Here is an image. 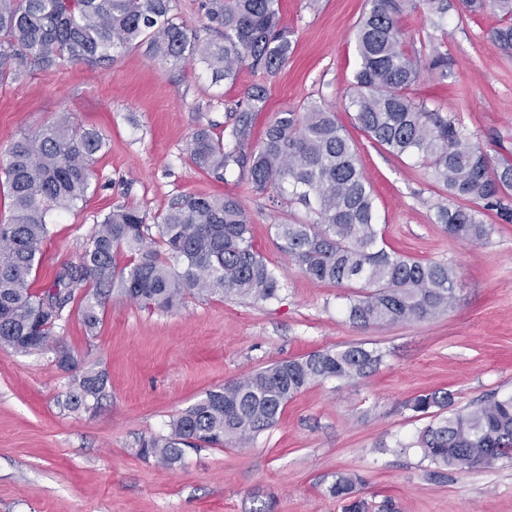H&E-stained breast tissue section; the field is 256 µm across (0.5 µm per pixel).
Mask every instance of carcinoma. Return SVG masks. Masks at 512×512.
Masks as SVG:
<instances>
[{
    "label": "carcinoma",
    "instance_id": "cac0c4a2",
    "mask_svg": "<svg viewBox=\"0 0 512 512\" xmlns=\"http://www.w3.org/2000/svg\"><path fill=\"white\" fill-rule=\"evenodd\" d=\"M421 1L439 19L451 7L450 0H368L356 28L353 120L390 153L419 159L451 198L469 202L437 207L436 222L450 237L479 244L494 230L482 215L494 212L512 222V162L492 166L455 119L410 96L423 63L442 79L450 69L448 54L433 44L425 61L407 48L399 20ZM462 5L470 15L488 8L500 14L502 24L491 41L511 57L512 0H462ZM198 8L216 37L189 33L177 0H0V80L63 63L107 65L118 49H142L162 64L198 62L217 81L234 80L242 65L275 73L287 63L292 41L280 26L279 0H199ZM264 102L263 89L249 94L226 134L197 129L187 148L191 162L214 175L235 166L274 206L284 199L304 206L313 219L275 224V237L309 280L348 288L360 284L347 307L348 320L357 327L424 321L447 312L456 300L453 267L414 260L388 247L357 148L334 113L316 102L298 112H280L254 146L252 117ZM106 147L98 130L77 129L62 116L15 138L0 160L11 212L0 224V346L23 354L47 350L49 336L81 288H93L80 307L90 330L100 324L114 290L162 311L180 307L190 296L278 297L280 283L253 248L244 205L231 195L209 194L172 198L154 225L134 204L109 211L78 264L62 268L55 288L35 290L32 274L49 236V220L85 200L93 159ZM123 250L129 262L121 266L117 255ZM51 348L57 364H77L63 342ZM381 362L377 351L362 344L278 361L208 391L172 420L168 434L143 440L139 453L171 467L185 446L243 448L272 428L288 401L310 385L350 383ZM105 388L103 373L84 368L74 375L64 406L88 409L105 396ZM453 405L446 389L405 404L412 416L428 420L417 444L429 476L512 458V394L493 396L467 411H453ZM361 485L358 475L340 472L326 493L342 512H369V503L359 496Z\"/></svg>",
    "mask_w": 512,
    "mask_h": 512
}]
</instances>
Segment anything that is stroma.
Listing matches in <instances>:
<instances>
[{"mask_svg":"<svg viewBox=\"0 0 512 512\" xmlns=\"http://www.w3.org/2000/svg\"><path fill=\"white\" fill-rule=\"evenodd\" d=\"M366 9L367 0H280L293 50L274 74L244 66L234 81L216 85L203 66H164L120 49L106 66L38 68L0 82V153L63 112L108 142L83 207L54 216L35 288L52 289L60 268L77 262L103 214L134 203L153 217L181 193L238 197L252 218L253 247L281 286L273 301L191 296L171 311L116 292L92 331L71 313L56 335L107 378L108 396L92 409L64 407L72 377L53 352L0 346V512H341L326 488L344 471L363 477L364 497L392 499L399 512H512L511 459L434 479L412 447L420 424L405 407L443 388L458 410L512 393V223L496 222L479 245L449 237L434 217L450 199L427 168L355 127L349 91ZM498 24L493 11L469 16L457 6L438 23L424 5L400 20L411 49L440 45L452 63L451 77L424 73L412 96L454 117L495 162L512 160V57L490 39ZM258 86L267 102L254 134L278 112L311 101L335 113L358 148L388 245L455 267L456 301L447 313L353 326L344 312L349 289L307 279L274 236V224L306 219V211L272 207L239 171L219 179L189 160L195 130L222 132ZM360 343L381 353L376 372L308 387L247 447L189 448L170 469L139 455L140 440L168 433L173 417L226 381Z\"/></svg>","mask_w":512,"mask_h":512,"instance_id":"obj_1","label":"stroma"}]
</instances>
